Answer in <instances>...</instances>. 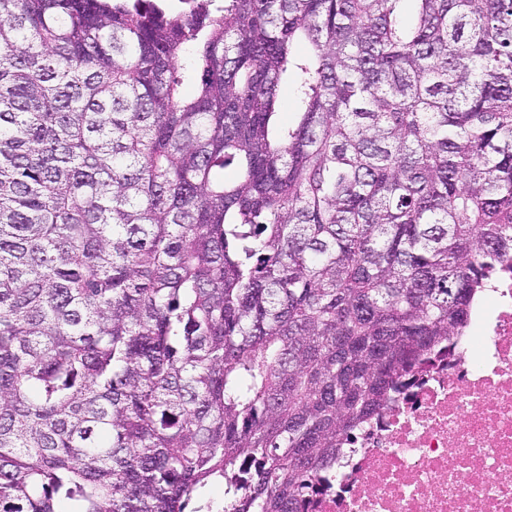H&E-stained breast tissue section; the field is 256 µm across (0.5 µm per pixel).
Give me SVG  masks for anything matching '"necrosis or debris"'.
<instances>
[{
    "instance_id": "1",
    "label": "necrosis or debris",
    "mask_w": 512,
    "mask_h": 512,
    "mask_svg": "<svg viewBox=\"0 0 512 512\" xmlns=\"http://www.w3.org/2000/svg\"><path fill=\"white\" fill-rule=\"evenodd\" d=\"M312 512H512V274L350 440Z\"/></svg>"
}]
</instances>
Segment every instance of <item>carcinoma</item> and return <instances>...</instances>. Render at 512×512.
<instances>
[{"label": "carcinoma", "mask_w": 512, "mask_h": 512, "mask_svg": "<svg viewBox=\"0 0 512 512\" xmlns=\"http://www.w3.org/2000/svg\"><path fill=\"white\" fill-rule=\"evenodd\" d=\"M180 3L0 0V512H307L512 273V0Z\"/></svg>", "instance_id": "carcinoma-1"}]
</instances>
